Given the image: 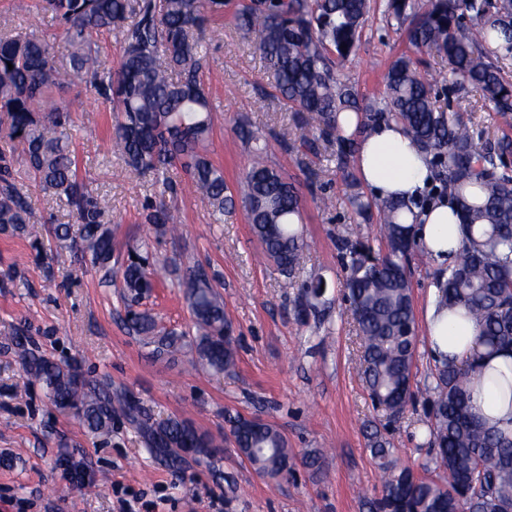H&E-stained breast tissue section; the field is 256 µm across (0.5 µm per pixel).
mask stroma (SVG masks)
Here are the masks:
<instances>
[{
    "label": "stroma",
    "instance_id": "stroma-1",
    "mask_svg": "<svg viewBox=\"0 0 512 512\" xmlns=\"http://www.w3.org/2000/svg\"><path fill=\"white\" fill-rule=\"evenodd\" d=\"M0 17L19 31H57L39 0H0ZM405 48L402 31L381 12L371 13L346 72L360 93L380 95L385 72ZM204 82L214 106L209 157L223 169L230 191H237L250 162L237 136L244 120L265 138L271 165L298 185L304 264L286 276L261 259L239 199L217 224L185 191L169 202L177 235L144 223L143 207L155 191L150 179L122 173L110 150L107 105L86 88L57 94V103L72 111L83 177L112 202L106 215L112 260L104 268L92 266L55 238L54 227L71 223V216L17 164L18 186L32 200L34 223L25 234L0 232V512H123L126 503L130 512H368L367 501L382 481L369 440L374 430L385 431L399 464L416 467L433 456L424 442L426 390L435 366L426 337H419L415 357L417 401L400 421H389L372 405L360 377L336 240L354 226L373 247L382 241L377 220L361 221L346 203L360 184L354 162L338 164L334 146L325 141L316 152L297 153L298 116L269 97L265 64L232 22L209 45ZM458 106L468 125L487 136H512V125L479 92ZM134 247L163 267L151 296L138 304L159 327H191L177 274L192 267L207 272L232 324L234 373L194 369L189 346L155 358L152 345L129 329L118 273ZM435 269L430 259L409 266L421 323L435 299ZM319 280L326 284L322 312L301 320L296 304ZM19 328L37 354L78 364L95 384L139 401L154 421H191L216 439L218 451L205 461L185 455L171 464L150 452L119 405L111 436L89 434L27 372L13 342ZM236 414L268 420L283 432L296 459L289 478L269 480L236 452L227 423ZM311 452L320 457L314 468L303 464ZM68 461L83 467V483L67 477Z\"/></svg>",
    "mask_w": 512,
    "mask_h": 512
}]
</instances>
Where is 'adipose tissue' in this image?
<instances>
[{"instance_id":"1","label":"adipose tissue","mask_w":512,"mask_h":512,"mask_svg":"<svg viewBox=\"0 0 512 512\" xmlns=\"http://www.w3.org/2000/svg\"><path fill=\"white\" fill-rule=\"evenodd\" d=\"M358 175L376 197H410L425 188L430 177L429 158L417 151L401 128L393 123L377 125L358 144ZM420 247L436 261L448 262L462 244V226L447 199L429 202L413 226ZM427 341L435 362L461 365L470 357L477 327L459 314L430 310L426 316ZM512 368V351L486 361L484 379L470 386L472 410L479 418L496 423L512 435V398L493 384L489 376Z\"/></svg>"}]
</instances>
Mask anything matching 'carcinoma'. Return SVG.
<instances>
[{"mask_svg":"<svg viewBox=\"0 0 512 512\" xmlns=\"http://www.w3.org/2000/svg\"><path fill=\"white\" fill-rule=\"evenodd\" d=\"M61 29V40L38 30L7 32L0 25V230L23 234L32 223L29 197L15 183V157L46 194L64 202L76 233L66 224L56 238L91 256L99 267L112 259V236L104 227L108 201L79 175L72 145L71 112L55 102L67 89L91 87L113 112L112 150L125 170L151 174L160 195L176 193L169 173L180 167L191 188L224 221L230 202L224 171L207 155L213 103L202 73L204 34L224 17L227 0H41ZM371 0H238L234 22L243 35L255 36L269 84L287 109L299 115V149L311 152L318 140L336 144L342 162L354 157L357 138L381 121L399 124L416 147L431 156L427 196L446 197L459 208L464 238L454 262L437 269L439 307L461 308L479 328L476 355L483 358L512 349V138L494 141L465 123L453 102L472 89L501 117L512 115V82L503 65L512 61V0H384L383 14L405 27L410 48H427L444 58L448 80L437 85L419 72L420 60L403 52L384 76L380 98L359 94L338 64L361 42ZM113 34L121 60L102 66L97 38ZM68 62H56L58 51ZM13 68H8V65ZM446 97L448 104L439 105ZM343 112L356 114L354 131L339 125ZM241 139L251 146L252 162L240 181L248 223L262 254L289 275L300 265L304 242L299 188L268 164L261 135L243 125ZM349 208L365 219L377 213L384 248L350 232L336 241L346 273L344 297L360 339V368L376 407L398 420L414 401L417 326L407 270L417 248L412 225L400 213L419 207L394 197H347ZM147 224H168L164 201L147 207ZM123 288L133 300L155 288L157 270L147 259H128ZM192 314L198 364L214 374L231 372L237 351L224 316V301L198 269L182 282ZM323 282L306 291L299 314H317ZM126 322L152 337L154 352L165 356L183 348L185 334L157 329L146 312L129 311ZM27 371L61 409L73 410L94 435L112 432V402L128 410L153 451L176 455L193 448L212 454L213 438L184 421L153 422L137 401L112 395L90 383L79 367L51 361L25 347ZM431 387L428 445L441 472L397 466L390 442L373 433V456L384 478L370 498V512H506L512 507V437L476 417L469 385L474 369L435 365ZM238 452L272 480L292 474L293 455L279 428L243 415L227 418Z\"/></svg>","mask_w":512,"mask_h":512,"instance_id":"cac0c4a2","label":"carcinoma"}]
</instances>
